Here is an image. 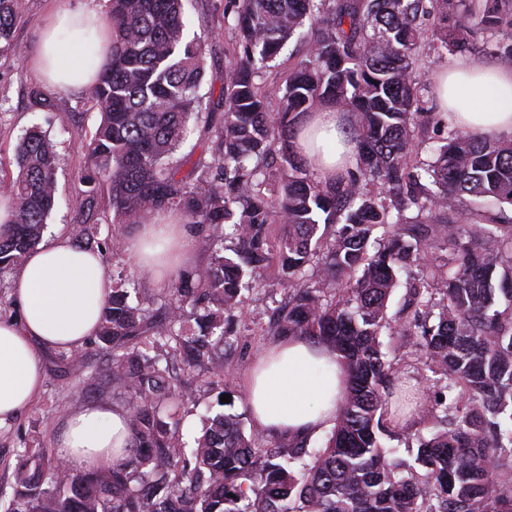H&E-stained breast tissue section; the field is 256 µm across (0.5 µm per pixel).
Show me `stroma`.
<instances>
[{
	"label": "stroma",
	"mask_w": 512,
	"mask_h": 512,
	"mask_svg": "<svg viewBox=\"0 0 512 512\" xmlns=\"http://www.w3.org/2000/svg\"><path fill=\"white\" fill-rule=\"evenodd\" d=\"M83 0H25L14 39L18 55L0 58V163L14 159L17 138L32 122H48L49 131L58 144V200L49 221V230L68 228L74 215L76 193L81 176L91 172L86 156L85 133L99 120V110L86 103L82 92L50 87L42 74L30 64L48 18L56 11L81 6ZM226 0H189L187 20L191 30L206 39V73L204 88L219 90L220 77L226 66L235 61L238 36L233 16L225 15ZM432 21H425L413 64V79L420 89L424 111L438 109L435 95L439 70L453 67L460 60L483 66L512 68V59L498 55H471L470 52L438 50L432 37ZM282 298L279 289L257 288L247 295L241 334L224 350L227 375L222 391L200 389L192 403L179 407L178 413L187 427L182 435L193 442L202 427L204 415L219 412V394L231 397L232 412L241 414L246 428H253L246 398V381L255 357L265 345L261 335L268 327L273 309ZM124 394L113 391L108 377L95 385L80 382L77 372L45 373L42 390L30 409L13 422L0 427V488L10 489L16 469L36 453L52 458L60 423L65 416L89 403L122 405Z\"/></svg>",
	"instance_id": "1"
}]
</instances>
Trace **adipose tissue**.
Listing matches in <instances>:
<instances>
[{
	"instance_id": "1",
	"label": "adipose tissue",
	"mask_w": 512,
	"mask_h": 512,
	"mask_svg": "<svg viewBox=\"0 0 512 512\" xmlns=\"http://www.w3.org/2000/svg\"><path fill=\"white\" fill-rule=\"evenodd\" d=\"M95 0L82 9L56 12L34 53L49 68L56 87H84L100 65L81 55L83 24L100 21ZM436 94L460 127L488 139L512 134V69L459 61L440 71ZM344 113L325 108L310 113L304 130L314 137L307 149L311 170L321 178L336 171L352 146L341 128ZM130 256L162 285L189 266L193 238L185 224H142L128 241ZM112 280L99 254L75 246L61 231L32 250L11 277L16 317L0 321V425L24 413L43 383L44 356L72 351L96 335ZM346 374L334 351L313 341L283 339L267 345L252 370L247 395L258 427L271 435L296 436L332 424ZM130 445L127 416L118 407L92 403L65 418L56 446L71 473L110 469L115 451Z\"/></svg>"
}]
</instances>
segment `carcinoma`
<instances>
[{
  "label": "carcinoma",
  "instance_id": "1",
  "mask_svg": "<svg viewBox=\"0 0 512 512\" xmlns=\"http://www.w3.org/2000/svg\"><path fill=\"white\" fill-rule=\"evenodd\" d=\"M185 2L106 0L108 60L83 90L100 107L85 144L94 170L70 226L78 247L116 255L121 228L173 212L208 259L179 271L152 314L117 275L97 345L127 393L132 445L82 475L27 461L0 490L4 512H512V138L461 128L422 157L413 131L437 113L421 111L412 77L430 16L441 48L470 52L496 30L495 51L512 58V0H229L239 55L221 112L200 93L205 38ZM23 9L0 0V57L17 52ZM293 40L305 51L272 111L254 79ZM323 105L349 114L356 142L355 166L325 179L298 144L300 118ZM199 123L208 144L193 161L181 150ZM15 166H0L13 203L0 276L40 243L55 206L56 144L40 125L23 130ZM108 211L116 227L102 239ZM412 267L393 321L389 297ZM270 268L284 300L264 336L309 337L346 370L333 427L309 449L306 435L273 442L218 412L188 451L166 409L180 386L223 384L207 364ZM385 331L408 337L444 385L413 384L382 351ZM47 363L77 368L62 352ZM384 437L415 441L413 462Z\"/></svg>",
  "mask_w": 512,
  "mask_h": 512
}]
</instances>
